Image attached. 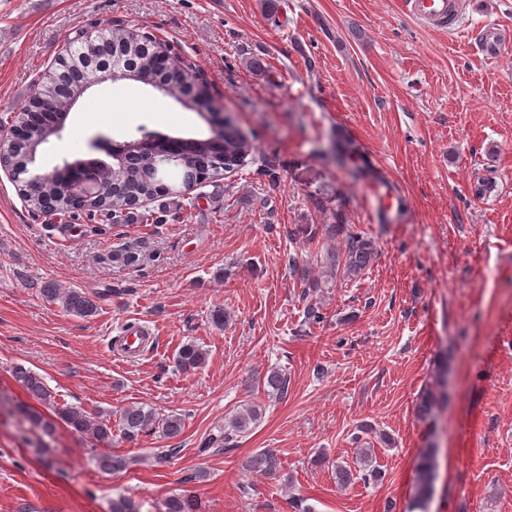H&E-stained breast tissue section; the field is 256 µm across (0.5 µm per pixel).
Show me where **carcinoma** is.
<instances>
[{
    "instance_id": "cac0c4a2",
    "label": "carcinoma",
    "mask_w": 512,
    "mask_h": 512,
    "mask_svg": "<svg viewBox=\"0 0 512 512\" xmlns=\"http://www.w3.org/2000/svg\"><path fill=\"white\" fill-rule=\"evenodd\" d=\"M110 65L117 71L133 73L134 80L146 86L160 89L164 95L177 98L186 94L183 69L175 58L160 57L153 46L144 40L138 28H129L110 21L98 26L97 35L90 39L75 38L66 43L58 57L57 66L34 88L23 106L22 112H36L51 108L55 113L70 112L78 100L92 87L99 84L106 72L102 67ZM55 122L51 115L43 122L28 124L23 137L5 157L9 164L21 165L28 156L39 151L50 137L49 127ZM195 147L192 155L186 157L175 151L166 141L164 134L144 141L134 139L137 148L128 147V141H114L113 148L128 152L133 159L122 170L106 172L103 182L112 185V193L93 198L87 202V210L108 212L107 218L116 215L125 220L127 201L134 196L152 197L157 194L159 181L175 186V194L184 196V189H190L203 180L214 179L224 172L226 161L239 155H250L255 147L236 123L209 131L207 137H193ZM81 172V168L65 159L53 167L50 176L40 185L27 189L24 201L33 211H41L45 201L50 200L56 209L64 211L69 200L64 187ZM331 234L343 235L345 248L327 254L326 265L332 274L351 280L370 266L375 255V247L369 240L351 231L344 224L328 227ZM38 293L51 305H60L65 311L79 316L90 317L97 312L96 302L85 293L74 288H63L55 282L44 281L37 285ZM205 360L203 349L191 342L183 345L178 353L179 365L190 370L199 367ZM13 379L37 401L47 413L29 406H16L20 423L28 425V431L51 436L58 422H63L78 434H87L97 441L112 440V422L89 414L84 408L74 405H59L56 397L37 372L21 364L12 369ZM264 392L274 398H282L288 391V378L284 373L271 370L260 380ZM442 401L438 390H427L417 402V413L423 420H435ZM262 417V406L250 404L228 417L224 430L212 436L209 444L232 445L236 439L248 435ZM120 426L123 434L134 439L142 434L159 432L168 439L180 436L184 429V418L180 414L158 415L142 405H132L120 413ZM97 467L105 472L125 469L128 461L108 452L94 455ZM281 461L273 448H265L250 456L245 463L249 471L270 473L278 470ZM336 485L345 488L352 483L354 473L351 467L340 462L332 464ZM437 478V448L433 445L420 451L415 465V507L422 509L427 504ZM197 499L186 493L168 496L161 504L159 512H199ZM109 512H141V506L133 499L119 494L112 498Z\"/></svg>"
}]
</instances>
